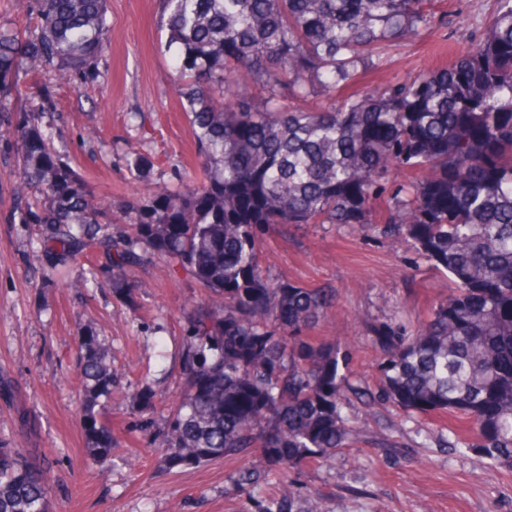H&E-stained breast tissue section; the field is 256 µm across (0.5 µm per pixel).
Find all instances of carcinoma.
Segmentation results:
<instances>
[{
    "label": "carcinoma",
    "instance_id": "cac0c4a2",
    "mask_svg": "<svg viewBox=\"0 0 512 512\" xmlns=\"http://www.w3.org/2000/svg\"><path fill=\"white\" fill-rule=\"evenodd\" d=\"M26 28L0 26V140L17 138L16 213L56 269L95 251L113 292L149 260L189 275L206 300L183 328L182 390L164 426L157 394L133 393L140 432L169 471L239 460L253 497L284 471L364 440L347 413L351 370L312 332L336 289L273 280L269 225H384L385 236L448 274V298L413 331L370 326L385 398L411 418L444 413L448 447L512 469V0L484 39L446 67L361 90L390 46L430 26L429 0H162L166 47L200 174L133 203L128 234L56 154L57 106L24 79L88 83L107 48V0H27ZM410 174L390 184L392 171ZM80 424L95 459L112 455L107 401L119 373L99 334L78 336ZM263 512H323L266 499ZM0 512H52L45 466L0 446Z\"/></svg>",
    "mask_w": 512,
    "mask_h": 512
}]
</instances>
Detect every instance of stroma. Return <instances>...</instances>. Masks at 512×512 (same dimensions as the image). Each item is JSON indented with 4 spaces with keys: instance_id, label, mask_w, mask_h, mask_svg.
Instances as JSON below:
<instances>
[{
    "instance_id": "1",
    "label": "stroma",
    "mask_w": 512,
    "mask_h": 512,
    "mask_svg": "<svg viewBox=\"0 0 512 512\" xmlns=\"http://www.w3.org/2000/svg\"><path fill=\"white\" fill-rule=\"evenodd\" d=\"M161 7V0H108V50L93 82L55 89V146L82 173L91 198L110 206L116 231L134 223L130 204L147 187L175 190L193 172L196 145L172 84ZM494 7L495 0H434V25L387 48L365 86L448 64L476 44ZM133 151L149 156V169L128 167ZM20 165L17 155L0 159V373L16 385L0 396V446L48 462L53 512H259L257 500L231 487L237 462L169 473L139 443L130 395L144 378L154 380L162 402L180 393L182 316L202 301L200 288L183 272L148 263L127 272L134 299L123 301L97 258L78 259L69 282L46 285L32 227L13 218L12 172ZM262 262L272 277L335 289L336 308L317 333L336 341L377 398L371 407L352 402L372 438L293 469L275 495L320 496L324 512H512V471L469 451L449 453L446 417L408 421L381 398L367 323L414 330L447 298V275L393 245L376 224L272 226ZM87 327L111 350L124 392L107 410L118 445L99 465L87 460L77 415L76 338Z\"/></svg>"
}]
</instances>
